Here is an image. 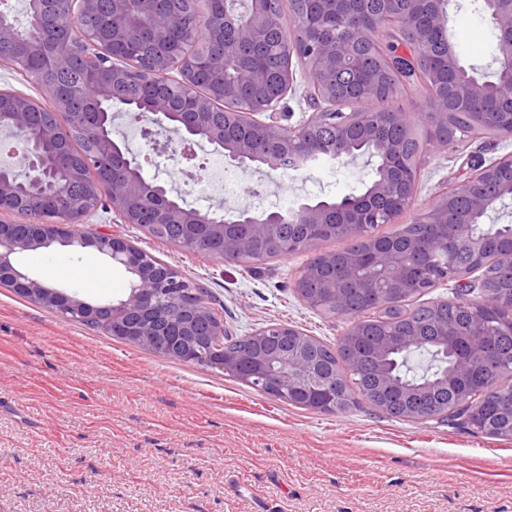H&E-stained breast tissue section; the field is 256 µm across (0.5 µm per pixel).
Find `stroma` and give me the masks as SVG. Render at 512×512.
<instances>
[{"label":"stroma","instance_id":"1","mask_svg":"<svg viewBox=\"0 0 512 512\" xmlns=\"http://www.w3.org/2000/svg\"><path fill=\"white\" fill-rule=\"evenodd\" d=\"M450 33L466 65L488 68L497 38L482 0H457ZM128 112L113 107L112 138L144 176L173 185L188 207L223 208L194 190L214 147L199 142L194 163L176 168L148 146L172 132ZM509 153L512 141L485 152L470 142L424 150L416 208L463 181L475 161ZM238 175L251 210L286 211L359 193L374 162L320 160L294 175L265 166ZM89 222L206 288L230 335L279 322L333 342L347 326L295 293L307 253L228 263L113 223L108 213ZM87 258L57 246L21 262L66 292L123 298L124 269L102 257L101 277L88 280ZM0 512H512V440L456 423L398 420L366 403L333 413L298 408L0 288Z\"/></svg>","mask_w":512,"mask_h":512}]
</instances>
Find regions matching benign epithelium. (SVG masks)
I'll list each match as a JSON object with an SVG mask.
<instances>
[{
	"label": "benign epithelium",
	"mask_w": 512,
	"mask_h": 512,
	"mask_svg": "<svg viewBox=\"0 0 512 512\" xmlns=\"http://www.w3.org/2000/svg\"><path fill=\"white\" fill-rule=\"evenodd\" d=\"M99 2L66 0V8L57 9L58 0H32V25L41 33V50L49 57V63L27 75L43 84L64 67L67 56L47 47L62 30L68 37L69 49L95 61L102 76L95 84L96 97L91 107L79 113L70 125L37 124L33 108L38 102L27 94L12 91L9 105L0 104V128L18 139L28 167L25 174L13 167L0 168V213L25 217L20 224L0 222V286L163 355L177 353L186 363L202 361L290 403L303 399L314 411L331 407L336 398L320 399L318 395L336 387V379L317 372L309 357L313 342L302 331L288 324L269 323L252 333L246 346L228 353L221 344L224 321L214 316L200 284L152 259L126 239L96 229L77 235L73 225L94 216L106 199L118 223L182 224L189 230H200L221 244L226 259L250 255L258 241L294 254V242L283 236V229L289 224L303 225L311 235L342 232L354 243L343 260L336 261L334 252H322L302 267L293 282L295 292L308 308L318 311L330 305L335 310L344 309L351 286L377 293L376 284L358 276V270L365 265L383 269L386 291L392 296L429 294L438 283L452 281L445 261L438 262L431 274L422 273L433 257L461 249L478 257L487 247L489 234L481 230V224L505 200L512 199V185H499L487 192L474 190L473 183L478 179L493 181L499 164L511 162L512 154L488 164L477 162L467 181L445 191L437 204L426 209L424 234L383 238L374 234V227L396 223L414 202L420 166L409 167L404 142L384 139L378 128L388 123L412 132L419 123L427 133L428 147L446 148L448 140L438 138L436 132L438 127L448 124V98L452 97L472 107V127L493 131L499 141H511L512 0H484L485 16L498 35V80L493 83L467 67L451 46L448 23L454 0H441L433 14L426 10L429 0H383L381 18L408 35L422 57L431 55L434 43L448 44L443 59L447 81L443 82L441 92L430 95L423 112L401 107L392 112L360 111L364 103L377 97L381 81L392 76L389 68L371 71L358 64L346 69V61L357 56L359 46L370 40V27L362 17L367 0H344L336 8L332 29L326 11L310 14L306 46L295 55L313 88L309 99L314 112L296 125L281 124L279 109L288 92V88L282 87L275 95L254 103L255 111L244 123L247 132L233 140L224 137V123L211 122L216 95L199 92L193 77L201 69L221 77L224 67L234 62L239 67L240 84L263 82L264 74L246 64L245 58L267 37L284 32L279 11L271 8L272 0H248L244 18L226 10L207 23L194 12L182 16L188 31L203 24L212 31L223 44L220 55H208L197 64L191 59L175 62L153 56L132 68L115 64V60L121 59L120 53L132 51L131 37H148L171 27L176 19L160 11V0H107L109 11L104 31L88 32L82 20L96 10ZM346 70L353 74V85L337 99L330 94V84ZM128 80H141L149 86L174 85L190 99L182 112L173 111L169 99L162 95L138 104L157 123L170 126L177 136V147L189 161L194 156L188 151L199 140L224 152V157L238 167L262 165L281 169L291 153L311 160L344 161L351 158L350 136L358 135L375 146L382 160L378 176L346 210L324 203H303L290 211L261 215L247 209L238 212V220L229 224L222 212L188 208L170 196L165 186L147 180L141 165H132L123 148L107 134L112 113L102 105L117 101L118 82ZM83 96L84 87L73 86L67 97L53 100L54 111L70 112L72 104ZM488 97L498 102L500 111L476 109ZM324 124L336 127L337 131L333 147L325 155L315 136L316 129ZM75 128L93 141L92 153L71 156V133ZM106 157L112 159V177L104 188L95 172ZM76 239L83 248L106 255L125 269L130 278L126 298L116 303L92 304L17 269L18 255L55 244L66 246ZM433 335L446 349L454 345L458 331L445 321L433 326ZM377 382L379 411L387 415L398 412L414 420L433 414L422 404L431 385L404 388L386 371L377 376Z\"/></svg>",
	"instance_id": "obj_1"
}]
</instances>
